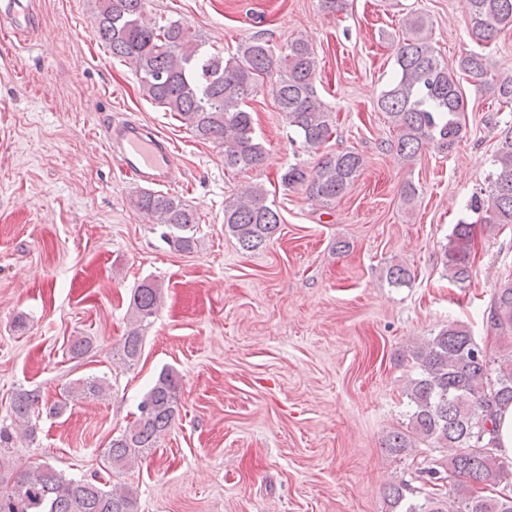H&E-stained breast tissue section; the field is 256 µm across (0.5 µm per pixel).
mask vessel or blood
<instances>
[{"mask_svg":"<svg viewBox=\"0 0 512 512\" xmlns=\"http://www.w3.org/2000/svg\"><path fill=\"white\" fill-rule=\"evenodd\" d=\"M103 133L122 175L150 186H170L175 156L168 138L149 132L139 121L123 118L109 121Z\"/></svg>","mask_w":512,"mask_h":512,"instance_id":"vessel-or-blood-1","label":"vessel or blood"}]
</instances>
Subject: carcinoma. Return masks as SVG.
<instances>
[{
  "label": "carcinoma",
  "instance_id": "obj_1",
  "mask_svg": "<svg viewBox=\"0 0 512 512\" xmlns=\"http://www.w3.org/2000/svg\"><path fill=\"white\" fill-rule=\"evenodd\" d=\"M463 9L479 43L512 30V0H463ZM404 25L409 35L396 51V75L377 106L397 130L395 148L401 157L412 158L428 145L448 153L466 122L460 79L487 82L484 55L471 53L450 67L425 33L424 17H409ZM93 28L112 57L134 72L144 96L177 113L195 137L224 148L226 170L262 164L264 150L247 107L266 83L307 146L318 148L333 134V119L314 86L318 58L303 38L290 41L287 52L278 56L263 38L251 37L226 57L205 49L202 36L181 20L151 15L148 0H98ZM491 89L500 104L512 105V78L493 81ZM492 163L485 197H474L471 208L484 211L487 224L512 225V124L501 131ZM363 165L364 158L353 151L327 154L312 171L289 165L281 182L301 186L311 200L330 206L345 196ZM131 204L167 228L170 246L182 252L194 248L199 221L181 200L145 191ZM280 224L278 210L259 184L224 202V229L244 252L266 247ZM472 243V225L460 223L444 246L443 266L459 284L472 278ZM386 278L398 288L411 282V273L393 265ZM160 301L161 288L153 282L134 289L133 327L121 345L124 361L140 356V327ZM483 318L500 343L512 338V279L495 289ZM409 356L416 376L406 393L408 432L392 433L386 447L398 455L421 441L444 455L418 469L426 486L423 494L407 481L389 489L390 512H512V459L503 456L497 439L498 410L512 404V351L496 355L476 342L468 327L450 322L412 347ZM105 391L96 377L78 380L71 388L84 397ZM178 393L176 374L161 372L139 403L135 420L107 448L108 469L123 470L156 447L175 418ZM38 405L39 395L32 391L14 399L15 421L27 436L33 433L31 414ZM2 472L9 483H0V512H139L138 490L128 483L108 487L95 479L68 477L45 461L25 465L0 454Z\"/></svg>",
  "mask_w": 512,
  "mask_h": 512
}]
</instances>
